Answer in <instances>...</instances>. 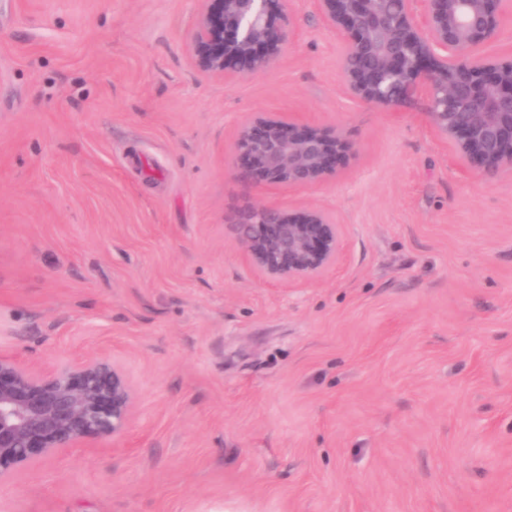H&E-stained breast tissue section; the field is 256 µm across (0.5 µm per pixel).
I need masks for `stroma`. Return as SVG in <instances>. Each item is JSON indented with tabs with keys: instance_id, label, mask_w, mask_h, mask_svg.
Segmentation results:
<instances>
[{
	"instance_id": "stroma-1",
	"label": "stroma",
	"mask_w": 512,
	"mask_h": 512,
	"mask_svg": "<svg viewBox=\"0 0 512 512\" xmlns=\"http://www.w3.org/2000/svg\"><path fill=\"white\" fill-rule=\"evenodd\" d=\"M198 0H0V354L117 356L126 432L0 482V512H512V174L465 171L420 107L345 89L312 0L265 72L193 70ZM357 145L247 188L243 120ZM318 209L319 278L268 282L224 215Z\"/></svg>"
}]
</instances>
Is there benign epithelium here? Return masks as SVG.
<instances>
[{
    "label": "benign epithelium",
    "mask_w": 512,
    "mask_h": 512,
    "mask_svg": "<svg viewBox=\"0 0 512 512\" xmlns=\"http://www.w3.org/2000/svg\"><path fill=\"white\" fill-rule=\"evenodd\" d=\"M314 0L344 44L341 74L359 101L423 105L464 170L512 173V60L474 53L496 38L505 0ZM299 35L288 0H201L187 34L191 66L232 81L274 65ZM354 154L342 133L297 117L258 113L241 125L228 172L248 188L308 187ZM262 278L314 280L336 265L340 227L318 210L249 205L224 218ZM133 383L107 355L44 372L0 355V481L67 448L115 440L129 425Z\"/></svg>",
    "instance_id": "1"
}]
</instances>
